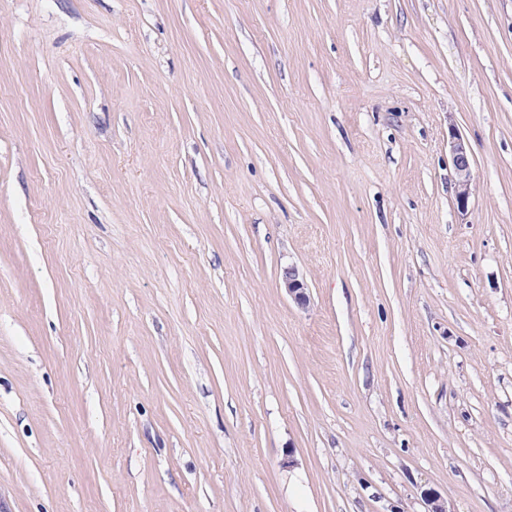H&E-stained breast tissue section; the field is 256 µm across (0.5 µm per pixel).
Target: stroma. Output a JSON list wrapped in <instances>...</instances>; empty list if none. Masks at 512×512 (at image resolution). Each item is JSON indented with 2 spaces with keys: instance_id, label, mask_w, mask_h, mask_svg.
Wrapping results in <instances>:
<instances>
[{
  "instance_id": "obj_1",
  "label": "stroma",
  "mask_w": 512,
  "mask_h": 512,
  "mask_svg": "<svg viewBox=\"0 0 512 512\" xmlns=\"http://www.w3.org/2000/svg\"><path fill=\"white\" fill-rule=\"evenodd\" d=\"M428 489L512 512V0H0V512ZM448 152L452 166V189L458 212L467 214L475 181L474 156L461 134L451 131ZM282 284L288 296L291 297L298 307L305 308L308 305L309 295L306 292L307 288L296 267L284 269Z\"/></svg>"
}]
</instances>
